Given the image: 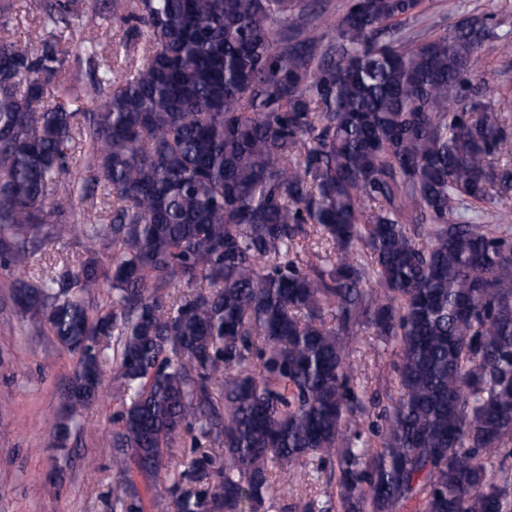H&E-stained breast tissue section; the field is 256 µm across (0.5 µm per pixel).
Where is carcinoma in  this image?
<instances>
[{
    "label": "carcinoma",
    "mask_w": 512,
    "mask_h": 512,
    "mask_svg": "<svg viewBox=\"0 0 512 512\" xmlns=\"http://www.w3.org/2000/svg\"><path fill=\"white\" fill-rule=\"evenodd\" d=\"M17 2L0 271L78 356L58 447L116 340L112 512H140L129 465L159 477L186 433L177 512H261L269 467L299 482L314 457L338 470L336 512H512V167L492 162L512 99L461 85L484 26L418 43L398 24L423 0H346L333 21L328 0H108L125 52L144 40L117 74L80 0H42L48 34L25 40ZM487 203L491 221L461 220ZM307 224L331 250L293 257ZM59 241L95 248L22 279ZM360 318L395 343L402 389L376 451L348 433Z\"/></svg>",
    "instance_id": "cac0c4a2"
}]
</instances>
